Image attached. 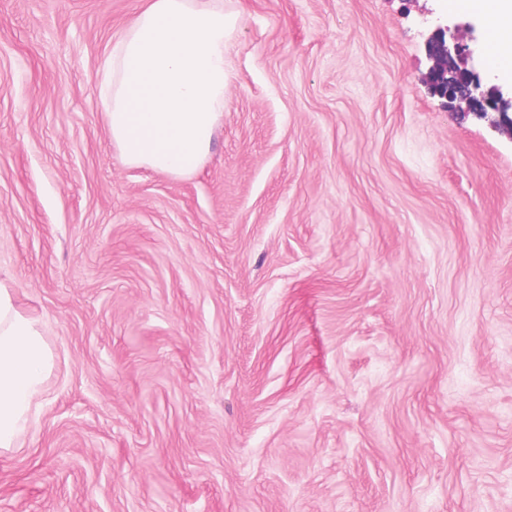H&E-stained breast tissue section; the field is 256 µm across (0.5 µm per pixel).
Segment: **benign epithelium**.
<instances>
[{"instance_id": "7a95c632", "label": "benign epithelium", "mask_w": 512, "mask_h": 512, "mask_svg": "<svg viewBox=\"0 0 512 512\" xmlns=\"http://www.w3.org/2000/svg\"><path fill=\"white\" fill-rule=\"evenodd\" d=\"M431 65L427 81L434 94L451 102L458 101L479 116L498 114L496 124L512 129V99L504 98L500 89L484 90L478 72L470 64L472 53L455 32L439 26L426 42Z\"/></svg>"}]
</instances>
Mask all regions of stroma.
I'll return each instance as SVG.
<instances>
[{
	"mask_svg": "<svg viewBox=\"0 0 512 512\" xmlns=\"http://www.w3.org/2000/svg\"><path fill=\"white\" fill-rule=\"evenodd\" d=\"M145 0H0V280L55 355L0 512H512V135L435 96L447 0H224L198 169L99 92Z\"/></svg>",
	"mask_w": 512,
	"mask_h": 512,
	"instance_id": "35a3bbf8",
	"label": "stroma"
}]
</instances>
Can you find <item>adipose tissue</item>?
<instances>
[{"mask_svg":"<svg viewBox=\"0 0 512 512\" xmlns=\"http://www.w3.org/2000/svg\"><path fill=\"white\" fill-rule=\"evenodd\" d=\"M448 8L488 21V62L512 78V0H448ZM51 367L41 319L22 313L0 282V453L16 448Z\"/></svg>","mask_w":512,"mask_h":512,"instance_id":"obj_1","label":"adipose tissue"}]
</instances>
